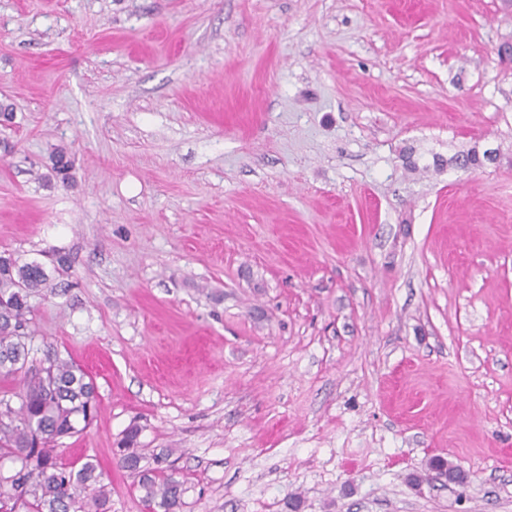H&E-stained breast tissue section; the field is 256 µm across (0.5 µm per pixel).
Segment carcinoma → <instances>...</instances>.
Listing matches in <instances>:
<instances>
[{"instance_id": "1", "label": "carcinoma", "mask_w": 512, "mask_h": 512, "mask_svg": "<svg viewBox=\"0 0 512 512\" xmlns=\"http://www.w3.org/2000/svg\"><path fill=\"white\" fill-rule=\"evenodd\" d=\"M466 171L489 162L476 148L455 157ZM71 164L64 152L52 156V175L67 181ZM49 274L36 261L19 263L0 254V378H19L20 389L0 388V512H106L111 489L88 458L64 461L60 441L78 437L96 419L100 400L93 379L71 360L57 356L29 364V299ZM141 428L131 424L120 448V464L130 470L149 512H177L184 481L163 466L160 454L139 447Z\"/></svg>"}]
</instances>
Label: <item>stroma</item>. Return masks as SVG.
I'll list each match as a JSON object with an SVG mask.
<instances>
[{"label":"stroma","instance_id":"obj_1","mask_svg":"<svg viewBox=\"0 0 512 512\" xmlns=\"http://www.w3.org/2000/svg\"><path fill=\"white\" fill-rule=\"evenodd\" d=\"M506 43V0H0V252L108 512L134 422L180 512H512Z\"/></svg>","mask_w":512,"mask_h":512}]
</instances>
